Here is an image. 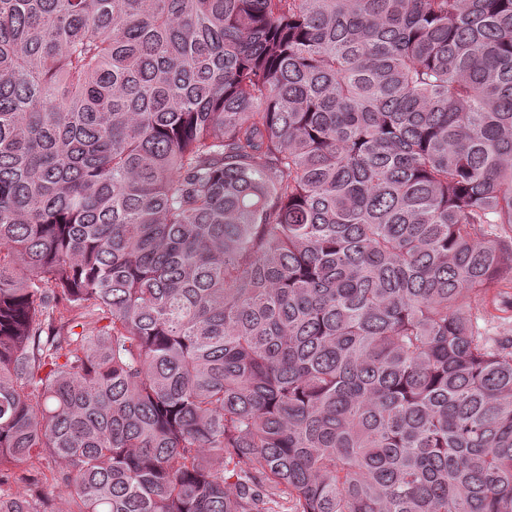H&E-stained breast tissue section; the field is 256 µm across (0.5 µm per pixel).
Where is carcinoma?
<instances>
[{
    "label": "carcinoma",
    "instance_id": "cac0c4a2",
    "mask_svg": "<svg viewBox=\"0 0 512 512\" xmlns=\"http://www.w3.org/2000/svg\"><path fill=\"white\" fill-rule=\"evenodd\" d=\"M503 288L512 0H0V512H512Z\"/></svg>",
    "mask_w": 512,
    "mask_h": 512
}]
</instances>
